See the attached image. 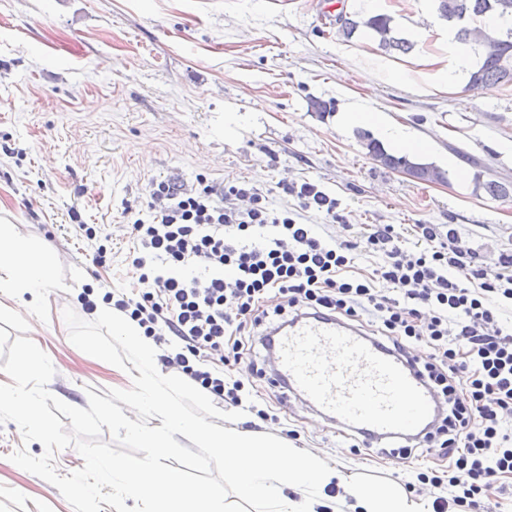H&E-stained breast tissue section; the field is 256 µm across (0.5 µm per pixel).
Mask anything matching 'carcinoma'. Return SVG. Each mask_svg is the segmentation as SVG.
I'll return each instance as SVG.
<instances>
[{"mask_svg":"<svg viewBox=\"0 0 512 512\" xmlns=\"http://www.w3.org/2000/svg\"><path fill=\"white\" fill-rule=\"evenodd\" d=\"M437 11L440 16L448 18L457 14H466V22L473 23L488 14H495L502 19L512 17V0H437ZM392 18L386 14L370 16L356 21L350 18L341 20L342 31L346 35L354 33L359 26L372 30L379 39V45L403 53L409 52L412 43L404 38H392ZM457 41L466 43L476 41V52L479 56L477 67L470 73L467 89H490L512 84V26L492 31L466 28L463 35H455ZM368 153L387 169L396 170L409 163L405 157H397L386 152L379 141L364 133ZM417 171V178L425 182H447V176L441 169L425 164H412ZM487 194L494 198H506L512 195V185L506 182L490 180L482 184Z\"/></svg>","mask_w":512,"mask_h":512,"instance_id":"1","label":"carcinoma"}]
</instances>
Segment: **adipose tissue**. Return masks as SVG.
Returning a JSON list of instances; mask_svg holds the SVG:
<instances>
[{
    "mask_svg": "<svg viewBox=\"0 0 512 512\" xmlns=\"http://www.w3.org/2000/svg\"><path fill=\"white\" fill-rule=\"evenodd\" d=\"M451 59L436 58L433 87L440 90L466 80L472 68L468 47L451 45ZM343 127L372 125L392 150L415 154L429 149L408 126L391 118L348 108L340 113ZM55 258L33 238L19 235L13 225L0 224V288L18 295L38 296L54 278ZM96 317L109 321L112 332L132 348L140 361L134 405L151 406L158 414L160 429L139 431L146 453L138 459H115L113 471L121 473L128 490L148 500L151 512H222L210 489L186 486L181 477L159 464L166 447L163 431L193 435L224 459V470L238 495L265 505L266 512H316L329 486L341 489L350 500V512H431L429 504L414 500L395 486H371L350 481L339 469L318 455L297 448L285 439H273L259 431L234 425L216 429L212 424L185 417L175 401L185 383L178 376H158L151 367L157 354L153 340L144 336L138 324L110 305L99 304Z\"/></svg>",
    "mask_w": 512,
    "mask_h": 512,
    "instance_id": "1",
    "label": "adipose tissue"
}]
</instances>
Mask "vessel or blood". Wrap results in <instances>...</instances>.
Here are the masks:
<instances>
[{
    "label": "vessel or blood",
    "mask_w": 512,
    "mask_h": 512,
    "mask_svg": "<svg viewBox=\"0 0 512 512\" xmlns=\"http://www.w3.org/2000/svg\"><path fill=\"white\" fill-rule=\"evenodd\" d=\"M275 376L330 428L371 448H397L436 425L441 406L413 359L357 326L307 313L270 333Z\"/></svg>",
    "instance_id": "vessel-or-blood-1"
}]
</instances>
